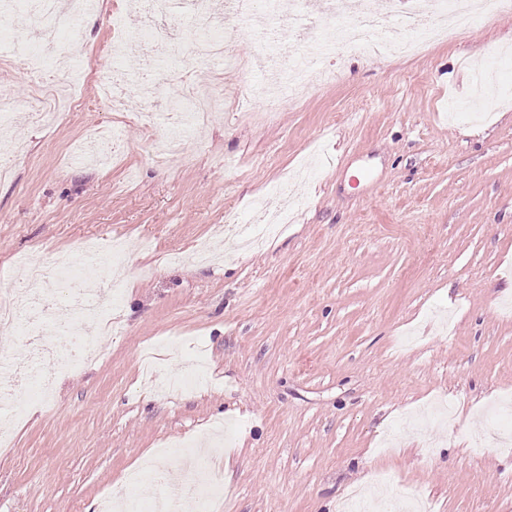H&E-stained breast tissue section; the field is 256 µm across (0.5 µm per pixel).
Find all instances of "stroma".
Segmentation results:
<instances>
[{
	"label": "stroma",
	"mask_w": 512,
	"mask_h": 512,
	"mask_svg": "<svg viewBox=\"0 0 512 512\" xmlns=\"http://www.w3.org/2000/svg\"><path fill=\"white\" fill-rule=\"evenodd\" d=\"M325 0L304 45L276 33L266 70L237 39L219 83L304 81L268 112L225 103L166 166L147 153L129 99L95 82L57 128L0 130L23 144L0 180V298L28 270L120 241L121 332L22 415H0V512H99L130 469L180 442L223 464L218 512H512V10L467 17L413 57L329 42ZM125 0L73 40L107 54ZM313 63L285 70L290 50ZM114 163L78 164L94 129ZM370 169L374 191L358 185ZM288 182L291 220L263 248L225 256L213 225L259 223L258 198ZM159 469L183 480V465Z\"/></svg>",
	"instance_id": "1"
}]
</instances>
